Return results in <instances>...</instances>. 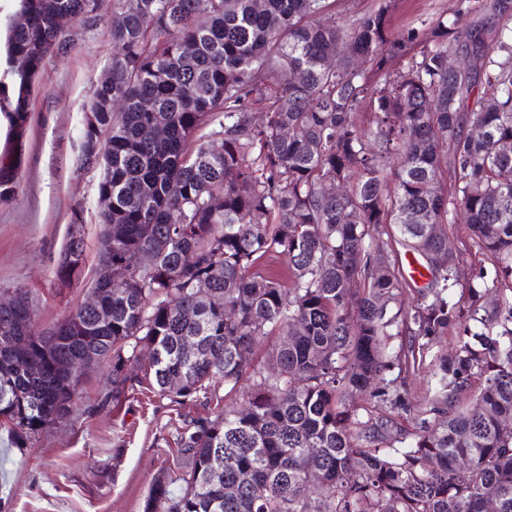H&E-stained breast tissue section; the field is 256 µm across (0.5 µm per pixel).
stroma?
I'll list each match as a JSON object with an SVG mask.
<instances>
[{"label":"stroma","instance_id":"1","mask_svg":"<svg viewBox=\"0 0 512 512\" xmlns=\"http://www.w3.org/2000/svg\"><path fill=\"white\" fill-rule=\"evenodd\" d=\"M481 6L482 0H397L391 32L397 36L439 18L462 29L479 18ZM111 12L112 0H100L94 25L70 24L75 44L69 53L45 58L22 139L0 136V143L17 144L22 154L17 189L0 201V287L25 289L39 330L85 302L100 271L101 171L80 168L77 157L85 108L112 56ZM77 208L86 219L85 260L78 279L64 284L56 277L57 261ZM442 230L465 273L493 272L491 258L478 253L464 228L446 224ZM458 344L457 331H448L424 351L419 371L402 374L409 406L392 413L393 424L415 431L421 409L437 390L434 365ZM111 377V359L93 364L76 388L69 415L28 447H14L0 431V512H143L155 479L183 467L175 453L181 427L224 410L220 394L178 406L150 387L135 367L116 403Z\"/></svg>","mask_w":512,"mask_h":512}]
</instances>
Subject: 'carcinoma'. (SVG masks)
I'll return each instance as SVG.
<instances>
[{
	"mask_svg": "<svg viewBox=\"0 0 512 512\" xmlns=\"http://www.w3.org/2000/svg\"><path fill=\"white\" fill-rule=\"evenodd\" d=\"M332 2L112 0V81L92 93L80 162L103 168L98 194L112 200L99 213V265L131 273L97 284L108 321L82 304L37 333L30 303L0 309V416L15 447L68 415L81 375L60 365L112 359L117 402L147 348L143 377L171 402L222 383L243 390L246 405L182 429L176 452L189 469L155 481L144 512H487L491 502L512 512V298L490 311L483 303L494 288L512 293V179H502L512 150H500L512 145V37L500 29L512 0H486L468 29L439 18L400 38L390 32L394 0L349 25ZM19 7L27 21L7 26L0 80V111L17 130L44 57L72 46L58 17L93 24L99 0ZM450 52L470 61L450 71ZM366 103L376 115L368 131L353 118ZM470 123L481 136L466 132ZM17 165L11 150L0 153V198L15 193ZM459 211L495 264L489 280L479 271L461 283L443 257L447 235L432 233ZM82 224L76 209L56 268L63 283L82 270ZM386 224L428 263L429 286L410 308ZM270 259L288 263V286L261 272ZM490 321L501 331L470 327ZM392 327L425 342L389 360ZM455 327L469 340L440 359L418 429L408 436L374 417L407 409L384 373L419 367L424 348ZM272 335L279 346L254 363ZM188 340L201 355L184 351ZM38 350L37 372L14 368ZM475 382L476 405L461 407ZM373 387L362 415L356 398ZM218 458L224 474L214 479Z\"/></svg>",
	"mask_w": 512,
	"mask_h": 512,
	"instance_id": "cac0c4a2",
	"label": "carcinoma"
}]
</instances>
